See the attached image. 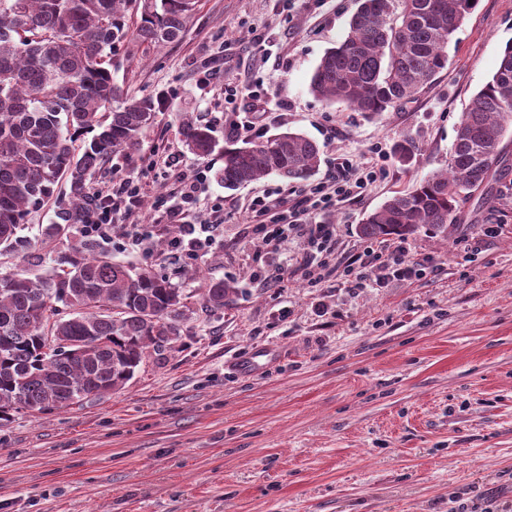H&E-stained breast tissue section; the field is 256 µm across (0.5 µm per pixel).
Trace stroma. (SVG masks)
Wrapping results in <instances>:
<instances>
[{
    "label": "stroma",
    "mask_w": 512,
    "mask_h": 512,
    "mask_svg": "<svg viewBox=\"0 0 512 512\" xmlns=\"http://www.w3.org/2000/svg\"><path fill=\"white\" fill-rule=\"evenodd\" d=\"M359 0H198L184 37L118 52L125 95L158 112L132 155H115L92 185L138 181L143 217L155 218L175 155L207 180L188 219L206 224L224 205L212 247L178 261L158 233L131 248L101 240L114 260L182 283L190 312L180 339L149 353L126 388L46 414L22 411L0 428V512H512V137L503 180L472 193L448 239H407L417 273L388 287H352L349 257L381 241L365 216L395 192L446 170L461 112L512 43V0H475L448 46V66L415 98L380 114L328 104L310 91L324 52L342 41ZM218 66L199 82L205 62ZM251 85L262 112H232L260 137L284 129L321 147L305 180L270 174L224 188L220 154L187 151L185 116L228 133L224 83ZM417 151L402 165L394 149ZM384 175L364 194L311 223L335 225L331 270L309 284L304 239L267 248L243 220L256 197L288 199L325 181L336 157L361 164L371 148ZM276 278V285L265 282ZM238 293L203 307L213 280ZM256 357L240 371L239 361Z\"/></svg>",
    "instance_id": "stroma-1"
}]
</instances>
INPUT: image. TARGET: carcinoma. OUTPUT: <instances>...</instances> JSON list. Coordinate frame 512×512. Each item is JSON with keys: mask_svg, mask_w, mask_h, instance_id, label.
I'll use <instances>...</instances> for the list:
<instances>
[{"mask_svg": "<svg viewBox=\"0 0 512 512\" xmlns=\"http://www.w3.org/2000/svg\"><path fill=\"white\" fill-rule=\"evenodd\" d=\"M195 0H0V422L22 410L48 413L123 389L151 352L179 336L185 289L149 268H132L68 229L89 199L90 179L112 156L137 149L156 112L112 76L120 47L163 46L183 37ZM469 0H360L345 38L325 51L310 90L326 102L379 114L413 98L448 64V44ZM139 20L130 28L128 16ZM512 126V44L466 104L448 169L397 191L358 227L369 239L421 231L448 238L461 204L501 173ZM183 142L219 152L217 177L235 188L269 174L306 179L320 163L316 141L291 130L224 145L191 119ZM90 133L89 141L78 143ZM57 204L42 237L20 234ZM51 257L45 278L25 265ZM236 287L205 289V309H224Z\"/></svg>", "mask_w": 512, "mask_h": 512, "instance_id": "obj_1", "label": "carcinoma"}]
</instances>
